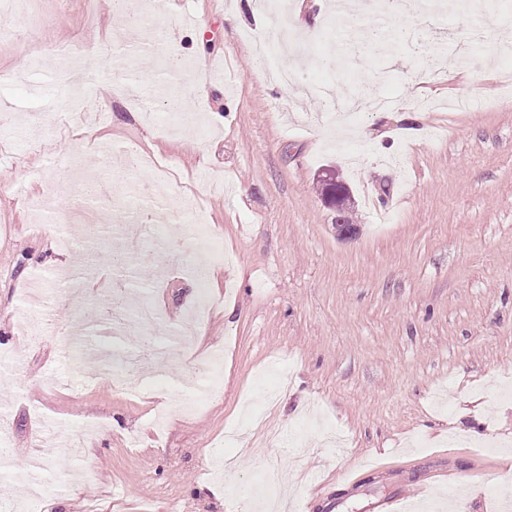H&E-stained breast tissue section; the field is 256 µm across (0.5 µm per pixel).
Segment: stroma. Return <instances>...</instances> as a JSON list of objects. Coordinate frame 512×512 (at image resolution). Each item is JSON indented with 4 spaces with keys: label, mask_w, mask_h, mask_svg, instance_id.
<instances>
[{
    "label": "stroma",
    "mask_w": 512,
    "mask_h": 512,
    "mask_svg": "<svg viewBox=\"0 0 512 512\" xmlns=\"http://www.w3.org/2000/svg\"><path fill=\"white\" fill-rule=\"evenodd\" d=\"M147 0L115 16L112 0H28L1 21L20 33L0 45V407L11 455L0 475L41 479L45 494L21 512H259L257 496L287 512H384L385 500L427 487L421 512H498L512 487V86L498 62L512 46V9L351 18L345 32L329 10L303 0L309 55L288 63L294 87L270 81L245 36L277 38L279 24L244 10L224 24L230 0H166L143 24ZM400 25V48L381 57L372 32ZM114 42L122 68L83 72V97L46 48ZM180 43L185 70L161 67L155 32ZM184 87L205 134L170 132L156 89ZM104 98L109 119L94 138L59 131V103L90 111ZM419 121H403L404 111ZM169 161L171 198L152 207V231L129 255L114 235L124 224L115 197L158 181L150 167L126 171L127 153ZM334 170L349 187L337 213L319 179ZM224 188L204 201L223 261L196 254L179 207L201 173ZM78 213L65 252L35 223L27 199ZM209 270L200 290L197 267ZM134 268L159 319L146 332L115 333L108 306L60 299L77 272L107 288ZM38 288L45 313L68 329L33 344L21 308ZM206 335L170 363L119 384L124 354L148 335L167 343L199 299ZM217 354L218 379L200 372ZM290 376L271 411L276 447L236 452L235 473L218 474L224 433L265 406L275 370ZM203 387L194 409L185 397ZM168 401L162 428L155 407ZM39 456L30 468V456Z\"/></svg>",
    "instance_id": "obj_1"
}]
</instances>
